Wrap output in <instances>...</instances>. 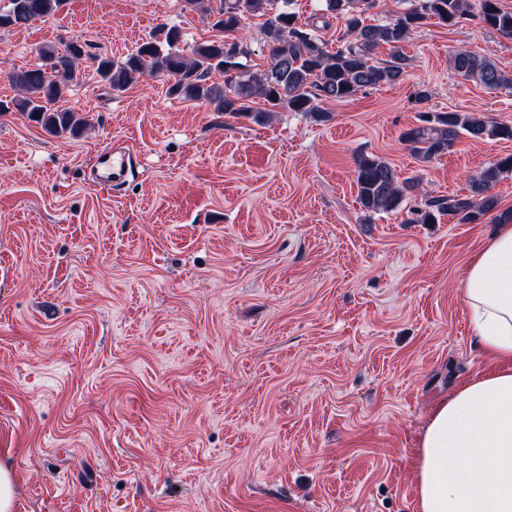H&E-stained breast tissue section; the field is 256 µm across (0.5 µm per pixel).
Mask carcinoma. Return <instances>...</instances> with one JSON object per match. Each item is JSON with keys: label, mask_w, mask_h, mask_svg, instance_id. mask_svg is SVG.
<instances>
[{"label": "carcinoma", "mask_w": 512, "mask_h": 512, "mask_svg": "<svg viewBox=\"0 0 512 512\" xmlns=\"http://www.w3.org/2000/svg\"><path fill=\"white\" fill-rule=\"evenodd\" d=\"M208 13L212 27L223 37L195 45L192 55L180 49L182 31L162 26L157 34L136 48L124 60L95 56L96 73L114 92H124L141 77H163L168 93L185 101H209L230 117L245 116L265 121L274 112H303L316 122H327L331 113L323 104L346 100L364 88L394 84L411 64L402 44L414 29L430 18L447 26H459L477 20L484 26L512 37V11L500 0H477L473 10L468 0H413L412 7L384 23L370 22L368 11L377 0H322L326 14L345 21L342 44L335 51L327 41L297 23V15L288 10L291 0H213ZM65 0H8L0 6V29L20 28L58 12ZM250 16L266 17L263 32L269 63L260 69L248 64L246 45L229 40L242 21ZM385 46L388 58L373 61L375 51ZM89 53L76 47V41L63 49L48 46L41 50L42 63L19 67L8 73V80L22 96L0 102V112H19L40 124L49 134L61 137L77 135L87 120L60 105L76 67ZM450 65L464 80L479 83L488 90L512 87V76L491 61L466 50L456 51ZM224 77L216 83L213 77ZM263 107H254L255 100ZM463 134L472 139L484 137L512 139V128L493 125L471 114L423 112L418 123L405 130L402 139L416 159L428 163L442 155ZM512 172V154L499 158L484 169L469 185V194L429 197L416 210L417 222L434 224L444 215L457 218L459 224H473L493 210L497 201L490 190ZM357 199L364 210L393 212L407 194L418 189L413 178L399 180L391 165L377 155H361L356 160Z\"/></svg>", "instance_id": "1"}]
</instances>
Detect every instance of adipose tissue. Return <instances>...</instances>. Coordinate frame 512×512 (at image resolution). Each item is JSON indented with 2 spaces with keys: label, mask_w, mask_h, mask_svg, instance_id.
I'll return each instance as SVG.
<instances>
[{
  "label": "adipose tissue",
  "mask_w": 512,
  "mask_h": 512,
  "mask_svg": "<svg viewBox=\"0 0 512 512\" xmlns=\"http://www.w3.org/2000/svg\"><path fill=\"white\" fill-rule=\"evenodd\" d=\"M462 294L489 363L439 401L412 466L418 512H512V225L468 265Z\"/></svg>",
  "instance_id": "obj_1"
}]
</instances>
